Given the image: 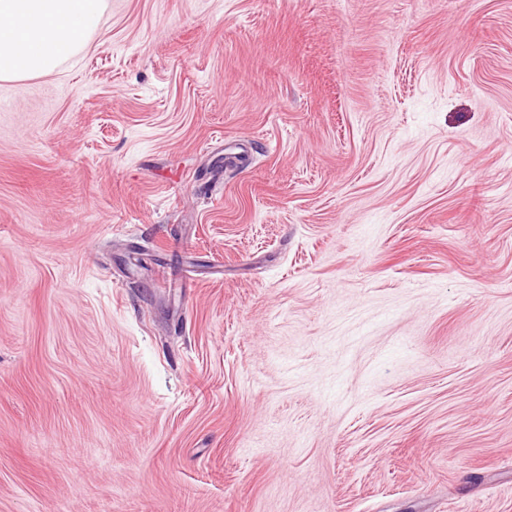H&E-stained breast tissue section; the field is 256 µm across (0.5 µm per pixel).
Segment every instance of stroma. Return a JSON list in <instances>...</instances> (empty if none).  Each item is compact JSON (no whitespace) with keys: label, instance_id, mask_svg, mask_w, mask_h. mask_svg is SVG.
Wrapping results in <instances>:
<instances>
[{"label":"stroma","instance_id":"35a3bbf8","mask_svg":"<svg viewBox=\"0 0 512 512\" xmlns=\"http://www.w3.org/2000/svg\"><path fill=\"white\" fill-rule=\"evenodd\" d=\"M0 512H512V0H107L0 82Z\"/></svg>","mask_w":512,"mask_h":512}]
</instances>
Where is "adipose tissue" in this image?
Returning a JSON list of instances; mask_svg holds the SVG:
<instances>
[{
  "instance_id": "adipose-tissue-1",
  "label": "adipose tissue",
  "mask_w": 512,
  "mask_h": 512,
  "mask_svg": "<svg viewBox=\"0 0 512 512\" xmlns=\"http://www.w3.org/2000/svg\"><path fill=\"white\" fill-rule=\"evenodd\" d=\"M106 0H0V79L42 75L76 55Z\"/></svg>"
}]
</instances>
